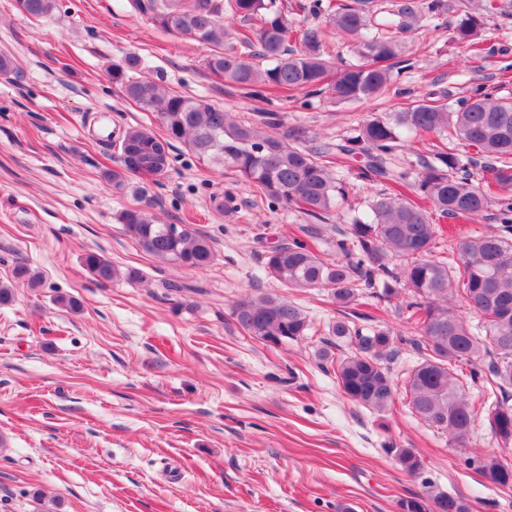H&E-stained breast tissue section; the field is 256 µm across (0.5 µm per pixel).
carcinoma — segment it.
Segmentation results:
<instances>
[{
	"mask_svg": "<svg viewBox=\"0 0 512 512\" xmlns=\"http://www.w3.org/2000/svg\"><path fill=\"white\" fill-rule=\"evenodd\" d=\"M21 2L20 11L35 18L60 8V0ZM365 4L295 0L285 10L278 0H131L134 10L161 30L211 48L205 66L226 80L305 95L320 92L326 84L345 102L388 90L392 69L405 63L400 35L448 11V0H395L378 24ZM228 14L248 23L254 35L230 31L224 23ZM301 14L322 17L325 23L302 28L295 22ZM482 26L480 15L467 13L454 27V38L479 52ZM343 36L354 39L358 61L338 68L328 47ZM255 58L267 66H257ZM138 66L137 57L125 58L112 66V81L140 109L154 113L161 133L127 128L118 167L104 173L107 182L120 188L130 175L165 176L175 157L169 152L159 163L150 150L162 144L171 150L180 142L200 160L235 169L269 208L301 209L316 223L303 225L300 234L272 248L265 256L266 273L289 289L323 291L340 307L354 305L364 295L390 301L405 293L407 320L417 333L405 338L389 330L364 331L348 321H330L318 357L332 367L344 395L378 413L390 408L397 388L382 360L408 343L421 355L403 383L412 413L460 445L482 414L495 436L512 443V97L495 98L478 89L455 109L433 93L399 112L370 115L341 142L314 150L295 133H277L275 112L266 113L260 124L239 122L204 99L133 76ZM404 132L443 139L418 171L396 163L398 150L405 147ZM459 145L487 159L481 179H475L473 160L455 152ZM352 155L365 159L362 178L381 179L389 191L354 221L346 237L329 239L330 249L322 250L317 245L325 237L320 222L329 219L344 196L336 165ZM214 206L232 217L241 203L226 191L214 199ZM490 209L493 230L462 239L444 256L434 255L442 230L432 215L474 219ZM118 221L158 260L195 269H206L215 260L211 239L189 224L179 225L173 235L142 208L123 210ZM390 254L403 264L389 265ZM83 265L99 282L143 279L139 269H120L96 251L84 254ZM12 276L33 288L40 284L39 276L21 262L14 264ZM459 300L483 322L473 326L457 314ZM231 316L242 331L273 347L306 338L312 326L300 306L272 293L236 300ZM339 340L350 341L355 351L335 356L331 347ZM478 359L488 360L487 370L457 373L460 365ZM396 455L409 475L420 476L423 462L410 449L398 448ZM467 463L477 465L487 484L512 488V463L496 455ZM424 488V495L401 501L402 512H471L462 498L435 492L428 484Z\"/></svg>",
	"mask_w": 512,
	"mask_h": 512,
	"instance_id": "cac0c4a2",
	"label": "carcinoma"
}]
</instances>
